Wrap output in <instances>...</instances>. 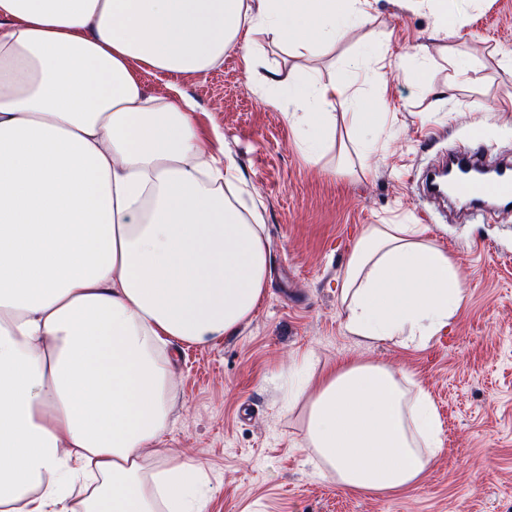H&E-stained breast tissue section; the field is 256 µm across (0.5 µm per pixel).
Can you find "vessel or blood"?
I'll return each instance as SVG.
<instances>
[{
	"instance_id": "b4317fda",
	"label": "vessel or blood",
	"mask_w": 512,
	"mask_h": 512,
	"mask_svg": "<svg viewBox=\"0 0 512 512\" xmlns=\"http://www.w3.org/2000/svg\"><path fill=\"white\" fill-rule=\"evenodd\" d=\"M481 139H473L467 149L450 155L453 176L448 192L455 200L464 201L470 216L479 219L490 208L512 206V160L501 159L488 165Z\"/></svg>"
}]
</instances>
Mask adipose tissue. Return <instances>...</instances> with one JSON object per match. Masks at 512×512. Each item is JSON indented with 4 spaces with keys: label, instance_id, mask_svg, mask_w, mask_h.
Masks as SVG:
<instances>
[{
    "label": "adipose tissue",
    "instance_id": "adipose-tissue-1",
    "mask_svg": "<svg viewBox=\"0 0 512 512\" xmlns=\"http://www.w3.org/2000/svg\"><path fill=\"white\" fill-rule=\"evenodd\" d=\"M369 0H0V512H206L199 465L155 443L176 408L175 344L235 335L266 291L269 246L232 157L140 70L197 74L258 39L307 51ZM346 82L275 84L309 161L344 120L358 156L379 115ZM347 332L407 346L466 301L423 224L367 225L343 272ZM305 448L353 492L417 484L441 452L425 392L387 365L324 372Z\"/></svg>",
    "mask_w": 512,
    "mask_h": 512
}]
</instances>
